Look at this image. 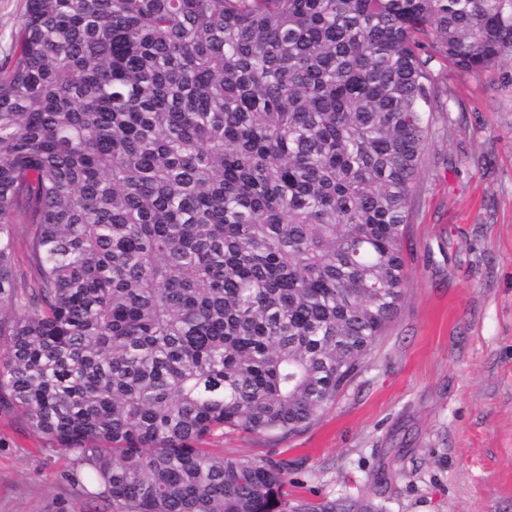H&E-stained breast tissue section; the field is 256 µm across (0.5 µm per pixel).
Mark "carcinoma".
Instances as JSON below:
<instances>
[{"label": "carcinoma", "instance_id": "1", "mask_svg": "<svg viewBox=\"0 0 512 512\" xmlns=\"http://www.w3.org/2000/svg\"><path fill=\"white\" fill-rule=\"evenodd\" d=\"M509 50L512 0H27L0 408L75 457L83 512H374L205 444L296 434L357 377L404 295L431 63Z\"/></svg>", "mask_w": 512, "mask_h": 512}]
</instances>
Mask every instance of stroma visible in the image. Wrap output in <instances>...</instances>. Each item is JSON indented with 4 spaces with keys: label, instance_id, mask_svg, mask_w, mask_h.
I'll use <instances>...</instances> for the list:
<instances>
[{
    "label": "stroma",
    "instance_id": "stroma-1",
    "mask_svg": "<svg viewBox=\"0 0 512 512\" xmlns=\"http://www.w3.org/2000/svg\"><path fill=\"white\" fill-rule=\"evenodd\" d=\"M445 96L411 197L404 297L380 343L299 434L225 433L243 461L287 462L297 495L383 512H512V54ZM71 455L0 411V512H81Z\"/></svg>",
    "mask_w": 512,
    "mask_h": 512
}]
</instances>
